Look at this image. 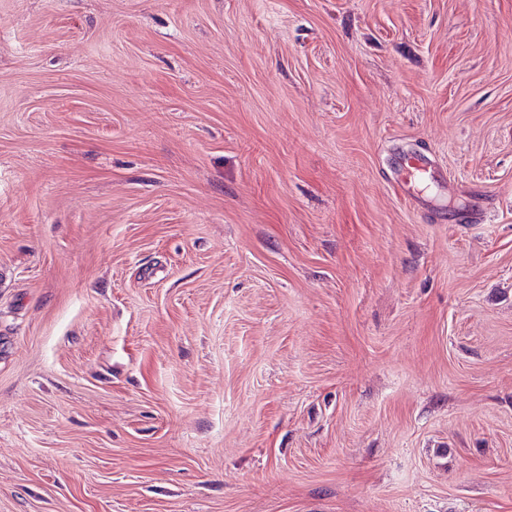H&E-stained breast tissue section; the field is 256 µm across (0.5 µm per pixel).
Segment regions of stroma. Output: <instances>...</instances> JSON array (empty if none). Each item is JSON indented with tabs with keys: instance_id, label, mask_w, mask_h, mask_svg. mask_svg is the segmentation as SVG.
I'll use <instances>...</instances> for the list:
<instances>
[{
	"instance_id": "stroma-1",
	"label": "stroma",
	"mask_w": 512,
	"mask_h": 512,
	"mask_svg": "<svg viewBox=\"0 0 512 512\" xmlns=\"http://www.w3.org/2000/svg\"><path fill=\"white\" fill-rule=\"evenodd\" d=\"M0 512H512V0H0ZM441 170L436 162L421 151L403 153L394 171L393 183L400 197L410 206L422 207L427 199L417 187L420 180L437 181Z\"/></svg>"
}]
</instances>
